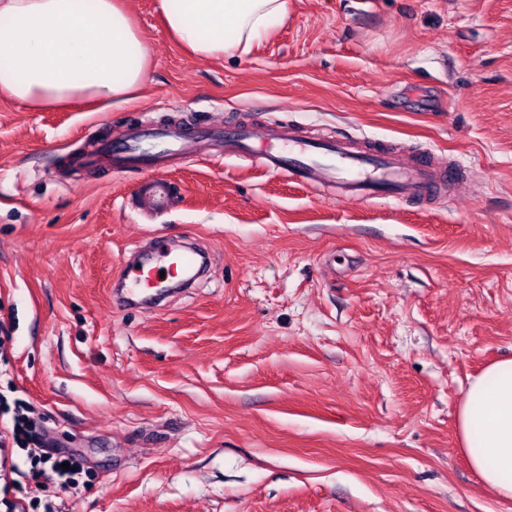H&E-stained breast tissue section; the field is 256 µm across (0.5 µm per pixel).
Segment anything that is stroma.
I'll return each mask as SVG.
<instances>
[{
  "mask_svg": "<svg viewBox=\"0 0 512 512\" xmlns=\"http://www.w3.org/2000/svg\"><path fill=\"white\" fill-rule=\"evenodd\" d=\"M138 96L0 97V399L84 472L60 512H512L460 450L467 385L512 358V0H290L250 53L200 59L157 0ZM286 124L466 170L428 207L336 202L250 159L141 172L71 159L138 122ZM195 238L206 279L157 312L109 287L143 241ZM0 512L30 501L9 446ZM165 181L160 177L148 180L142 188V202L150 200L155 208H161L170 203Z\"/></svg>",
  "mask_w": 512,
  "mask_h": 512,
  "instance_id": "35a3bbf8",
  "label": "stroma"
}]
</instances>
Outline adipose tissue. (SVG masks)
<instances>
[{"label":"adipose tissue","instance_id":"obj_1","mask_svg":"<svg viewBox=\"0 0 512 512\" xmlns=\"http://www.w3.org/2000/svg\"><path fill=\"white\" fill-rule=\"evenodd\" d=\"M168 33L189 53H249L288 15V0H158ZM124 0H0V94L31 110L129 102L152 68ZM462 452L481 481L512 498V359L468 385Z\"/></svg>","mask_w":512,"mask_h":512}]
</instances>
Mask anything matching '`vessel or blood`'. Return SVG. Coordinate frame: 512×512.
<instances>
[{
    "label": "vessel or blood",
    "mask_w": 512,
    "mask_h": 512,
    "mask_svg": "<svg viewBox=\"0 0 512 512\" xmlns=\"http://www.w3.org/2000/svg\"><path fill=\"white\" fill-rule=\"evenodd\" d=\"M211 146L218 147L226 158L252 156L266 172L285 175L301 186L333 192L340 200L367 202L384 194L400 202H427L454 189L462 178L457 167L439 166L427 154L406 157L340 134L324 140L294 126L279 128L261 142L248 126L213 125L195 134L173 126L141 127L127 133L122 147L101 143L97 153L88 155L86 161L92 165L104 158L117 170L152 172V179L142 188V198L161 208L170 202L162 171L176 160ZM173 257L186 269L189 280L200 277L205 252L191 248L176 255L163 241L154 240L146 256L128 265L117 297L119 305L145 309L160 306L169 293L160 273L167 259Z\"/></svg>",
    "instance_id": "1"
}]
</instances>
